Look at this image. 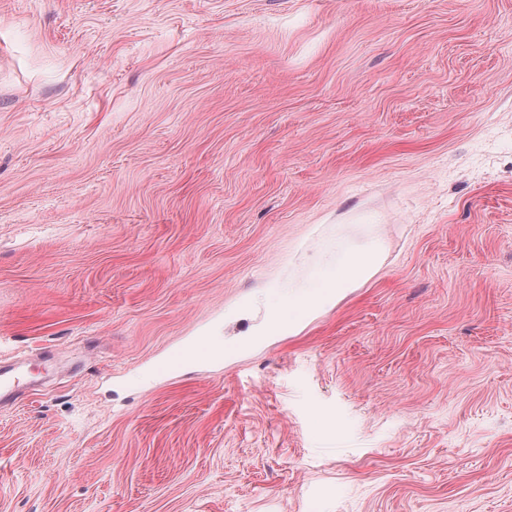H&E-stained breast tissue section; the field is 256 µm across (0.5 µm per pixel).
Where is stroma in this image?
Instances as JSON below:
<instances>
[{
  "instance_id": "obj_1",
  "label": "stroma",
  "mask_w": 512,
  "mask_h": 512,
  "mask_svg": "<svg viewBox=\"0 0 512 512\" xmlns=\"http://www.w3.org/2000/svg\"><path fill=\"white\" fill-rule=\"evenodd\" d=\"M44 350L0 512H512V0H0V359ZM385 252L380 238H371L362 246L345 248L336 246V261L331 264L314 265V271L323 274L311 278L305 285L288 282V312L274 310L262 331L263 335H274L290 330L304 321L313 311L331 305L350 288L370 280L379 270ZM204 336H197L185 346H179L171 350L163 359L153 364V369L160 375L177 371L189 361L205 362L209 360H221L223 356H217L207 348Z\"/></svg>"
}]
</instances>
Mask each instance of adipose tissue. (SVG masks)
Instances as JSON below:
<instances>
[{"mask_svg": "<svg viewBox=\"0 0 512 512\" xmlns=\"http://www.w3.org/2000/svg\"><path fill=\"white\" fill-rule=\"evenodd\" d=\"M384 252V242L375 237L359 247H337L335 262L323 265L322 276L301 286L289 284L288 308L271 313L265 334L292 329L313 311L333 304L341 294L370 280L378 272Z\"/></svg>", "mask_w": 512, "mask_h": 512, "instance_id": "1", "label": "adipose tissue"}]
</instances>
